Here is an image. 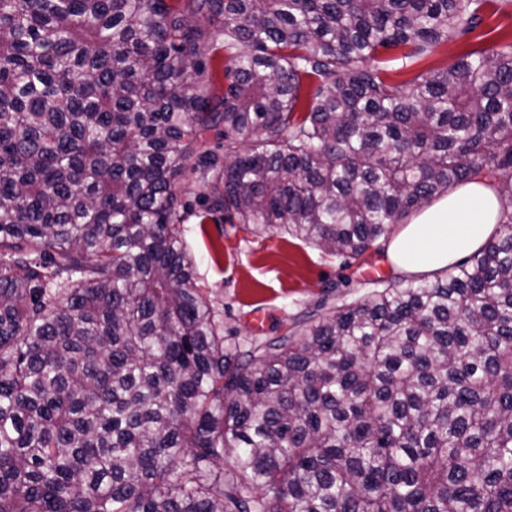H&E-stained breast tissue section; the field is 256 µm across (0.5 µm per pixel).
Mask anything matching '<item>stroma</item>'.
I'll list each match as a JSON object with an SVG mask.
<instances>
[{
	"label": "stroma",
	"mask_w": 512,
	"mask_h": 512,
	"mask_svg": "<svg viewBox=\"0 0 512 512\" xmlns=\"http://www.w3.org/2000/svg\"><path fill=\"white\" fill-rule=\"evenodd\" d=\"M510 41L512 7L497 0L474 31L405 62L400 50L382 52L377 64L390 83L401 85L445 69L465 53ZM179 195V231L195 277L225 333L240 343L281 335L309 312L327 314L363 298L379 281L402 275L383 251L368 253L363 264H346L284 231L255 236L223 214L208 212L194 183L183 184Z\"/></svg>",
	"instance_id": "35a3bbf8"
}]
</instances>
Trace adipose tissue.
<instances>
[{
	"mask_svg": "<svg viewBox=\"0 0 512 512\" xmlns=\"http://www.w3.org/2000/svg\"><path fill=\"white\" fill-rule=\"evenodd\" d=\"M499 203L483 185L460 186L418 211L389 244L391 261L410 274H433L482 247L494 234Z\"/></svg>",
	"mask_w": 512,
	"mask_h": 512,
	"instance_id": "obj_1",
	"label": "adipose tissue"
}]
</instances>
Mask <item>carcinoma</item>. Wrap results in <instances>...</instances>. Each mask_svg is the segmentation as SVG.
Instances as JSON below:
<instances>
[{"instance_id": "carcinoma-1", "label": "carcinoma", "mask_w": 512, "mask_h": 512, "mask_svg": "<svg viewBox=\"0 0 512 512\" xmlns=\"http://www.w3.org/2000/svg\"><path fill=\"white\" fill-rule=\"evenodd\" d=\"M489 2L0 0V512H512V43L368 66ZM486 178L464 262L248 348L178 235L192 180L356 262ZM212 36L210 47L204 55L206 63L205 77L210 87V95L215 98L224 96L227 79L224 78V68L229 65L228 53L224 50V36L218 31L217 25L210 27Z\"/></svg>"}]
</instances>
